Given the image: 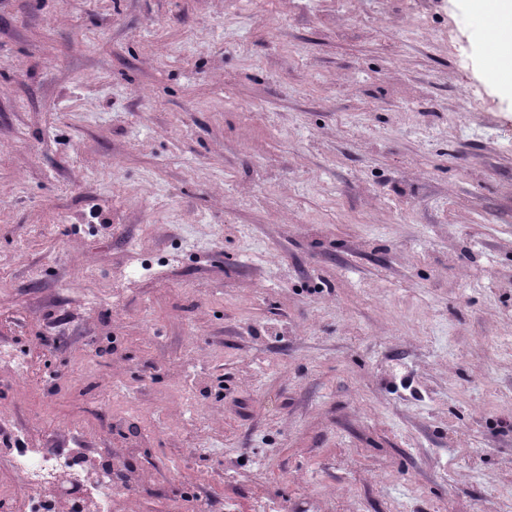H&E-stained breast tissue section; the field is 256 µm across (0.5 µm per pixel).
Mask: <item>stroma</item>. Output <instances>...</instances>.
I'll list each match as a JSON object with an SVG mask.
<instances>
[{
    "mask_svg": "<svg viewBox=\"0 0 512 512\" xmlns=\"http://www.w3.org/2000/svg\"><path fill=\"white\" fill-rule=\"evenodd\" d=\"M421 31L409 28L412 17ZM470 0H0V413L114 512H512V92ZM39 357L40 349L37 345H33L25 357L15 352L9 345H0V360L9 362L21 379L31 378L35 374Z\"/></svg>",
    "mask_w": 512,
    "mask_h": 512,
    "instance_id": "obj_1",
    "label": "stroma"
}]
</instances>
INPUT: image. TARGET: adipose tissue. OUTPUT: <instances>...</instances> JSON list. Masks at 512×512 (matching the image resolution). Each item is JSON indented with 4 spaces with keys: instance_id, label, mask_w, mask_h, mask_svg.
<instances>
[{
    "instance_id": "1",
    "label": "adipose tissue",
    "mask_w": 512,
    "mask_h": 512,
    "mask_svg": "<svg viewBox=\"0 0 512 512\" xmlns=\"http://www.w3.org/2000/svg\"><path fill=\"white\" fill-rule=\"evenodd\" d=\"M487 21L488 63L491 74L512 91V0H471Z\"/></svg>"
}]
</instances>
